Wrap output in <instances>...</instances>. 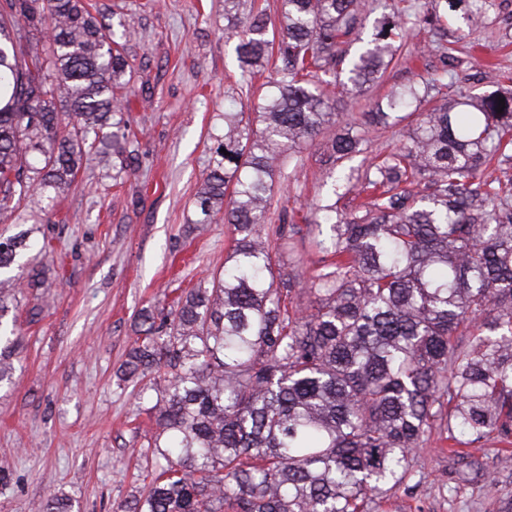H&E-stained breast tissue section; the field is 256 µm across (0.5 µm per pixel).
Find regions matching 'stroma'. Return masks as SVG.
Segmentation results:
<instances>
[{"label":"stroma","instance_id":"stroma-1","mask_svg":"<svg viewBox=\"0 0 512 512\" xmlns=\"http://www.w3.org/2000/svg\"><path fill=\"white\" fill-rule=\"evenodd\" d=\"M86 2L105 17L134 19L122 42L136 91L124 112L126 148L137 161L116 181L91 151L51 212L32 204L0 217V238L24 232L33 243L16 271L24 286L11 309L19 341L14 371L0 385V469L11 474L0 484V512H34L53 496L66 512H114L144 486L153 466L140 448L152 422L137 409L139 382L122 380L119 367L139 335L142 309L169 311L223 268L233 228L220 216L196 223L194 194L224 129L225 105L257 98L281 67L270 58L263 73L243 83L224 0ZM438 39L432 26L408 25L399 48L404 63L360 93L326 74L336 127L285 161L275 178L271 217L295 214L302 228L282 255L283 272L308 279L317 271L322 254L311 225L332 175L353 174L352 190L336 201L339 213L351 216L367 200L360 185L369 162L406 141L409 121L369 125L365 112L442 67L452 102L512 88V0H464L449 12L447 60L435 50ZM348 125L361 128L363 151L333 160L334 132ZM33 267L46 270L38 288L26 284ZM503 451V444L487 443L479 451L486 476L463 482L447 442L432 432L413 455V480L372 512H512V468H502Z\"/></svg>","mask_w":512,"mask_h":512}]
</instances>
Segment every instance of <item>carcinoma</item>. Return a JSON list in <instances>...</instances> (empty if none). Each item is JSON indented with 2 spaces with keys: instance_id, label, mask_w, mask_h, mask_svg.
I'll use <instances>...</instances> for the list:
<instances>
[{
  "instance_id": "1",
  "label": "carcinoma",
  "mask_w": 512,
  "mask_h": 512,
  "mask_svg": "<svg viewBox=\"0 0 512 512\" xmlns=\"http://www.w3.org/2000/svg\"><path fill=\"white\" fill-rule=\"evenodd\" d=\"M243 2L224 0L241 76L274 52L283 67L250 105L260 128L243 111L224 113L195 194L196 223L222 212L233 226L224 269L178 298L163 331L142 310V336L120 366L128 379L152 376L139 404L159 432L142 448L157 476L117 512H370L411 479L434 428L477 474L462 448L512 436V182L482 175L490 157H512V92L475 112L445 101L420 113L407 142L367 168L379 193L364 213L317 209V246L330 260L309 281L286 277L280 258L296 230L267 229L274 176L285 155L336 125L319 73L357 92L381 78L415 4L383 14L364 39L362 0H280L277 25L262 10L241 16ZM126 76L113 24L84 0L0 4L1 212L53 205L87 146L122 152ZM445 86L397 90L366 122L410 117ZM362 142L342 130L334 157ZM415 180L417 198L401 187ZM30 246L0 240V340L14 335L5 292L19 288L6 269ZM465 331L468 345L456 339Z\"/></svg>"
}]
</instances>
